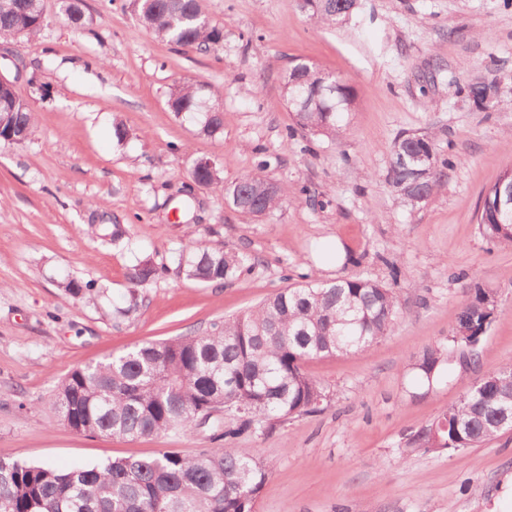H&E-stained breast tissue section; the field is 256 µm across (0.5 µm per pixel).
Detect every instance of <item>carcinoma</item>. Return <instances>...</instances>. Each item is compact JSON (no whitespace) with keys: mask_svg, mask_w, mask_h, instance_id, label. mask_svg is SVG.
I'll return each instance as SVG.
<instances>
[{"mask_svg":"<svg viewBox=\"0 0 512 512\" xmlns=\"http://www.w3.org/2000/svg\"><path fill=\"white\" fill-rule=\"evenodd\" d=\"M353 0H304L301 8L317 25L334 26L350 16ZM70 26L85 24L81 0H63ZM139 20L157 37L208 52L224 41V28L212 24L202 0H141ZM41 0H3L0 40L37 37L44 27ZM283 98L297 126L332 140L341 136L356 99L344 80L299 62L288 69ZM167 105L175 116L199 125L208 137L224 133V108L204 84L173 85ZM35 115L27 102L0 97V143L21 145L32 134ZM434 152L433 169L419 180L412 166L391 165L388 181L404 204V191L417 185L431 196L443 185L448 160L434 141L401 134L392 156ZM512 183V169L487 190L478 218L483 236L512 247V211L497 199ZM239 190L256 212L276 209L288 196L280 185L273 193L257 172L242 175L227 195ZM186 275L200 282L232 279L248 258L223 249L181 252ZM157 269L146 262L130 272L137 287ZM495 295L477 287L465 302L457 326L478 344L491 322L486 310ZM399 314L396 292L375 281L346 277L333 284L310 280L285 288L256 308L211 326L202 335L148 342L106 361L72 369L49 404L60 421L84 435L138 438L184 431L197 418L223 411L237 424L213 434L217 446L194 456L161 451L141 460L117 459L102 466L61 471L0 457V512H252L267 472L260 461L224 446L241 432L264 433L272 422L314 412L325 388L305 370L316 358L367 348L390 332ZM444 351L428 350L418 370L432 379ZM512 430V364L463 382L460 400L441 411L411 441L418 448L462 450Z\"/></svg>","mask_w":512,"mask_h":512,"instance_id":"obj_1","label":"carcinoma"}]
</instances>
